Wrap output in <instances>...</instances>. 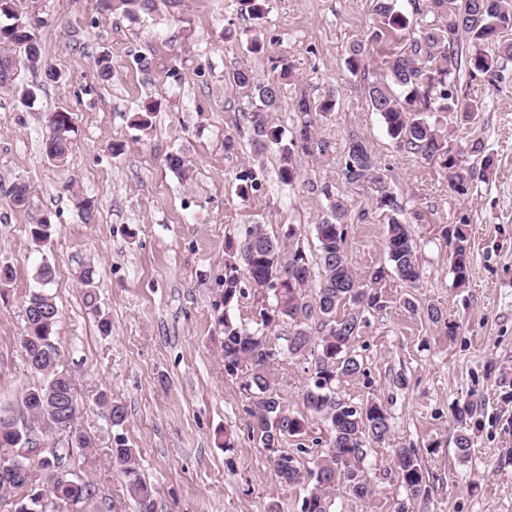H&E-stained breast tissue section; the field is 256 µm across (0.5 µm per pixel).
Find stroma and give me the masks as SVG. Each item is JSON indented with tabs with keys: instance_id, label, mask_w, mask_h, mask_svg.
Wrapping results in <instances>:
<instances>
[{
	"instance_id": "stroma-1",
	"label": "stroma",
	"mask_w": 512,
	"mask_h": 512,
	"mask_svg": "<svg viewBox=\"0 0 512 512\" xmlns=\"http://www.w3.org/2000/svg\"><path fill=\"white\" fill-rule=\"evenodd\" d=\"M374 5L270 0L266 18L256 21L241 13L238 0H156L153 12L136 19L99 14L95 0H17L20 14L39 17L43 60L61 78L47 80L23 63L13 88H0V264L16 271L12 283L0 286V404H16L34 381L19 336L35 271L46 259L56 267L49 291L60 312L58 361L80 400L75 429L96 448L77 457L72 472L93 483L97 496L66 512H140L110 462L120 436L137 449L154 487L153 512H265L272 502L280 512H301L303 487L280 485L268 450L252 438L241 380L224 370L218 314L229 312L250 329L259 320L253 296L227 308L221 303L224 240L254 224L277 236L293 226L306 254L315 255L313 226L327 211L317 187L329 183L353 202L347 250L354 267L363 273L386 265L387 219L375 187L346 184L341 174L353 134L368 141L400 203L423 274L413 288L387 278V306L372 312L354 345L362 371L338 387L348 403L387 409L392 442L368 451L374 495L358 500L339 490L336 512H393L405 496L392 473L395 442L414 446L423 460L432 487L428 512H512V401L504 399L512 391V63L492 84L466 65L457 75L459 95L478 101L480 110L441 119L467 176L465 192L454 191L446 172L398 147L367 100L365 88L390 48L367 42ZM255 39L263 53L249 52ZM357 41L367 45L362 78L346 68ZM103 55L112 69L105 81L93 67ZM142 55L154 61L152 72L137 65ZM283 58L295 79L282 87L278 124L292 131L300 92L333 99V111L316 121L332 155L303 157L298 177L284 185L274 154H264L267 180L244 200L235 175L253 158L251 130L232 74L244 67L267 81ZM31 86L37 98L26 106L19 90ZM151 99L162 107L144 133L131 120ZM64 109L74 114L73 149L57 166L47 160L43 139L49 113ZM228 135L237 150L225 151ZM115 142L124 146L117 156L110 150ZM171 152L185 158L184 173L168 168ZM17 182L30 185L31 209L13 204ZM78 195L94 202L91 222L73 205ZM38 213L54 226L43 253L28 234ZM458 228L473 253V274L461 287L443 235ZM89 263L112 321L108 336L82 303L78 274ZM407 298L441 307L457 335L409 315ZM101 392L125 406L123 429L112 427L97 403ZM470 399L478 415L463 464L453 407Z\"/></svg>"
}]
</instances>
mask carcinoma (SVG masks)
Listing matches in <instances>:
<instances>
[{
    "label": "carcinoma",
    "instance_id": "carcinoma-1",
    "mask_svg": "<svg viewBox=\"0 0 512 512\" xmlns=\"http://www.w3.org/2000/svg\"><path fill=\"white\" fill-rule=\"evenodd\" d=\"M10 0H0V16L8 23L0 25V87L13 85L18 58L28 66L42 59L41 45L35 26L15 8ZM269 0H239L241 10L254 19L268 11ZM155 0H98L103 13H121L137 17L154 10ZM376 31L372 39L385 36L408 38L400 50L388 51L382 60L383 73L367 84V97L378 112L389 135L399 146L448 172L450 185L463 190L457 160L449 148L440 125L430 121L431 112L479 111L478 102L458 95L456 74L465 59L471 71L488 80L499 76L512 62V42L503 34L512 30V0H424L416 8L421 15L418 30L406 34L410 20L396 9V0H376ZM498 44L490 53L486 46ZM365 46L351 45L346 60L347 70L358 76L365 70ZM292 76L291 65L282 63L278 77L271 81L255 80L247 68L235 70L232 86L246 98L248 111L242 113L252 131L253 153L259 157L268 151L278 155L279 182L290 184L297 176V160L303 155L326 156L327 141L315 137L314 120L334 108L332 100L315 101L302 94L295 103L299 122L291 138L272 118L278 107L281 81ZM158 103H147L137 113L133 125L141 131L152 128V117ZM73 113L65 110L51 113L44 140L46 158L53 164L65 162L72 145ZM342 175L349 184L370 182L382 184L377 162L368 142L352 135L344 157ZM239 194L246 199L260 190L266 181L261 162H253L237 173ZM18 207L31 205L27 184L18 182L10 189ZM320 193L329 200L327 214L314 225L317 240L315 264L294 243L293 230L288 240L271 235L265 225L253 224L243 238L225 241L224 308L254 289L260 297L261 327L248 329L235 323L224 313L218 324L224 333V369L241 378V389L249 400V413L254 420L252 435L261 447L273 452L270 464L280 483L290 486L304 483L308 495L302 512H330L333 493L340 483L358 499L371 495L372 487L365 467L368 448L390 440L391 425L387 410L378 403L353 406L337 396L336 382L361 372L362 363L354 352V343L368 324L367 315L384 307L382 283L390 275L414 285L421 277L417 244L408 226L398 218L401 206L393 193L381 190L379 208L387 217L386 249L389 266H380L360 278L356 274L346 248V226L351 216L348 198L325 184ZM53 225L41 221L29 225V235L38 247L52 238ZM450 268L457 283H465L472 274L471 245L461 229L454 233L449 256ZM97 271L89 266L80 277L84 306L97 318L100 333L112 331L111 320L103 314L98 301ZM56 277V268L43 261L35 273L38 287L30 292L25 304L24 327L20 345L25 361L38 381L24 388L19 396L20 412L0 409V490L17 492L13 512H57L60 503L77 505L92 500L96 490L87 481L72 477L65 460L72 449L88 453L91 439L73 433L78 412L77 391L71 375L57 367L55 344L59 309L55 297L46 290ZM406 310L427 319L454 334V326L441 308L419 307L405 300ZM287 327L281 354L290 359L312 356V383L303 396L307 413L295 414L278 394L271 368L276 356L268 354L267 331ZM97 400L109 411L114 427L124 426L125 407L114 403L104 393ZM478 405L465 402L455 415L459 424L456 454L460 461L469 460L471 437L469 423ZM319 415L330 424V441L314 468L305 469L298 457L278 447L287 438H300L307 433V415ZM69 434L67 447L50 445V452L33 454L36 438L49 442L52 434ZM395 476L406 497L397 501L394 512H415L429 497V485L417 451L404 444L392 449ZM112 466L125 481L129 496L141 506V512H152V487L142 478L136 449L120 437L111 448Z\"/></svg>",
    "mask_w": 512,
    "mask_h": 512
}]
</instances>
